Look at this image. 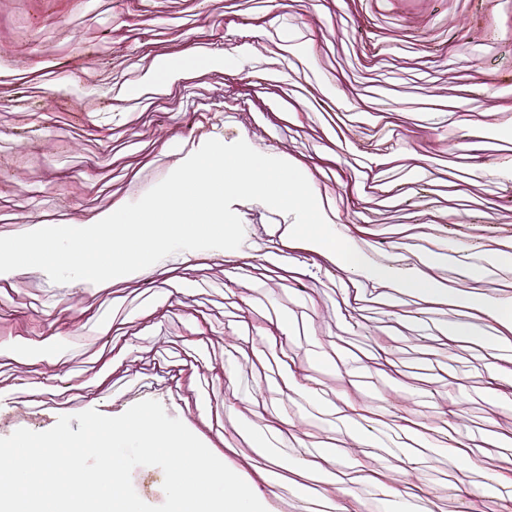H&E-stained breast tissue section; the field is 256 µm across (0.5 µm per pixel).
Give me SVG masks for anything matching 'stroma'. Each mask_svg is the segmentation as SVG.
Segmentation results:
<instances>
[{
	"mask_svg": "<svg viewBox=\"0 0 512 512\" xmlns=\"http://www.w3.org/2000/svg\"><path fill=\"white\" fill-rule=\"evenodd\" d=\"M204 52L225 66L135 95L156 58ZM0 59V157L19 160L0 237L94 224L207 140L241 139L295 165L350 246L445 255L432 276L512 304V266L461 257L476 237L512 245L503 0H0ZM231 209L245 238L229 252L91 288L1 278L0 438L153 399L267 512H388L392 496L407 512H512V342L444 333L497 323L290 246L294 215Z\"/></svg>",
	"mask_w": 512,
	"mask_h": 512,
	"instance_id": "1",
	"label": "stroma"
}]
</instances>
